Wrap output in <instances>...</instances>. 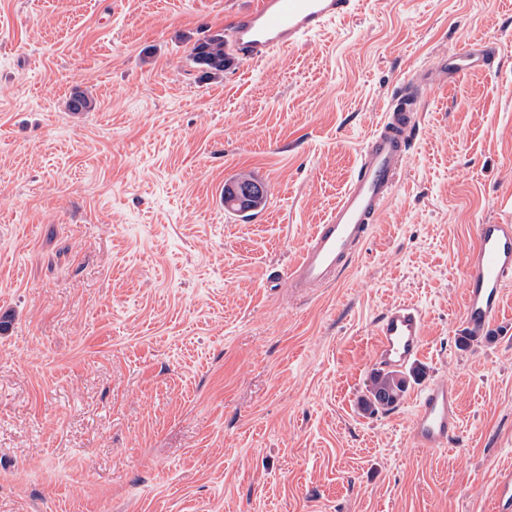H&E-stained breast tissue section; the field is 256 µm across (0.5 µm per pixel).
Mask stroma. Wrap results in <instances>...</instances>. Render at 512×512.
<instances>
[{
	"mask_svg": "<svg viewBox=\"0 0 512 512\" xmlns=\"http://www.w3.org/2000/svg\"><path fill=\"white\" fill-rule=\"evenodd\" d=\"M255 0H0V512H493L512 465V284L460 347L472 227L512 219V0H368L205 77L194 43ZM410 159L339 281L283 278L405 77ZM93 106L73 112V89ZM257 177L259 217L217 190ZM426 316L401 400L363 411L388 306ZM458 446L407 431L428 380Z\"/></svg>",
	"mask_w": 512,
	"mask_h": 512,
	"instance_id": "35a3bbf8",
	"label": "stroma"
}]
</instances>
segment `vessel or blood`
Listing matches in <instances>:
<instances>
[{"label":"vessel or blood","mask_w":512,"mask_h":512,"mask_svg":"<svg viewBox=\"0 0 512 512\" xmlns=\"http://www.w3.org/2000/svg\"><path fill=\"white\" fill-rule=\"evenodd\" d=\"M361 0H257L254 8L229 22L236 55L261 63L277 51L299 47L311 35L354 15ZM495 56L471 48L428 65L422 76H411L365 141L353 176L324 223L315 225L299 260L286 273L290 288L303 292L339 279L378 223L409 158L418 121L413 89H435L443 78L457 80L471 69H491ZM476 245L465 259L462 322L473 338L491 330L512 283V223L477 224ZM375 363L400 370L423 354L426 320L411 303L385 308L376 321ZM460 433L457 395L447 382L433 379L421 388L409 428L413 447H450ZM494 512H512V468L498 474L493 486Z\"/></svg>","instance_id":"vessel-or-blood-1"}]
</instances>
